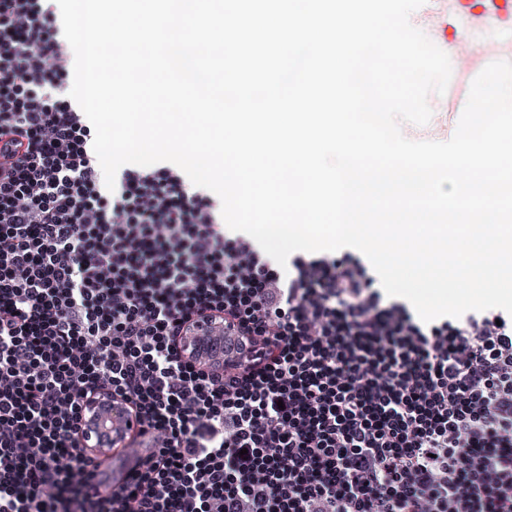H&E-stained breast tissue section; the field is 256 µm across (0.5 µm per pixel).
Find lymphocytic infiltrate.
<instances>
[{
    "label": "lymphocytic infiltrate",
    "instance_id": "f902f5d3",
    "mask_svg": "<svg viewBox=\"0 0 512 512\" xmlns=\"http://www.w3.org/2000/svg\"><path fill=\"white\" fill-rule=\"evenodd\" d=\"M73 59L56 0H0V512H512V315L418 322L349 250L283 275L167 165L107 190ZM103 392L144 455L96 492ZM198 353V361L204 365L224 361V331H199L190 337Z\"/></svg>",
    "mask_w": 512,
    "mask_h": 512
}]
</instances>
